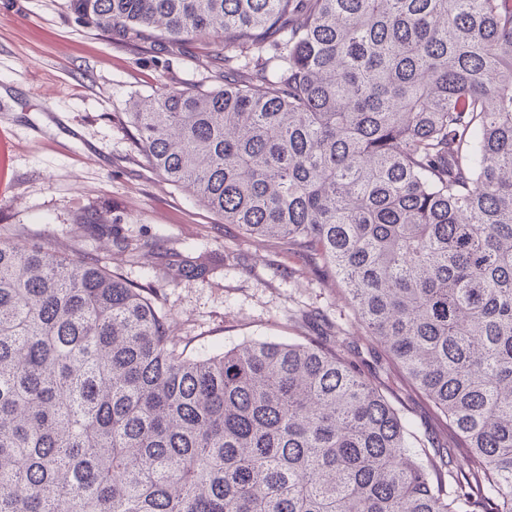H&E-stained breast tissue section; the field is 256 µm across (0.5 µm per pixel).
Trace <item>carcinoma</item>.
<instances>
[{"label": "carcinoma", "instance_id": "carcinoma-1", "mask_svg": "<svg viewBox=\"0 0 512 512\" xmlns=\"http://www.w3.org/2000/svg\"><path fill=\"white\" fill-rule=\"evenodd\" d=\"M67 3L224 43V85L132 101L136 149L339 282L455 443L318 342L190 352L153 289L0 239V512H512V0Z\"/></svg>", "mask_w": 512, "mask_h": 512}]
</instances>
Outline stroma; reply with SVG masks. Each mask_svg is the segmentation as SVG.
<instances>
[{
	"mask_svg": "<svg viewBox=\"0 0 512 512\" xmlns=\"http://www.w3.org/2000/svg\"><path fill=\"white\" fill-rule=\"evenodd\" d=\"M208 51L157 38L127 45L82 25L66 0H0V238L77 246L157 289L172 313L170 334L192 348L266 336L317 341L381 382L425 443L451 444L445 420L370 349L336 281L244 237L134 148L125 125L133 98L220 86L198 63ZM95 212L110 223L90 232L81 220ZM122 238L161 248L123 252ZM200 263L202 278L191 271Z\"/></svg>",
	"mask_w": 512,
	"mask_h": 512,
	"instance_id": "1",
	"label": "stroma"
}]
</instances>
